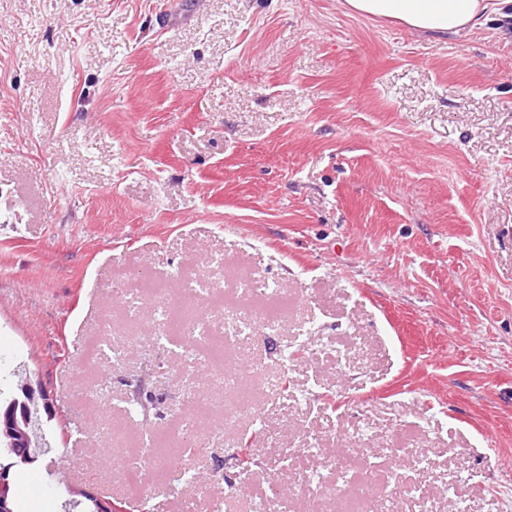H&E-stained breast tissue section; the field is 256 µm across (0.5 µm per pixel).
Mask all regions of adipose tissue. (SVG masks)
<instances>
[{
	"label": "adipose tissue",
	"mask_w": 512,
	"mask_h": 512,
	"mask_svg": "<svg viewBox=\"0 0 512 512\" xmlns=\"http://www.w3.org/2000/svg\"><path fill=\"white\" fill-rule=\"evenodd\" d=\"M350 13L393 19L436 37L458 36L484 24L512 35V0H344Z\"/></svg>",
	"instance_id": "obj_1"
}]
</instances>
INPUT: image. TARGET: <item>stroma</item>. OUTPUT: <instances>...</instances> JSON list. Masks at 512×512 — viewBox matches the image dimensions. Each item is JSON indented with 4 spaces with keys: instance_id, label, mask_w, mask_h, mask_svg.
I'll return each mask as SVG.
<instances>
[{
    "instance_id": "35a3bbf8",
    "label": "stroma",
    "mask_w": 512,
    "mask_h": 512,
    "mask_svg": "<svg viewBox=\"0 0 512 512\" xmlns=\"http://www.w3.org/2000/svg\"><path fill=\"white\" fill-rule=\"evenodd\" d=\"M145 261L173 296L214 282L218 336L246 321L247 282L296 300L223 357L256 400L218 460L236 474L249 443L242 489L163 475L151 512L216 493L308 512L301 479L355 453L401 476L379 512H512L511 38L337 0H0V399L28 377L53 410L14 512H81L72 486L137 512L102 451L169 447L189 410L213 430L192 404L210 363L183 381L149 312L113 300ZM107 330L125 352L81 400Z\"/></svg>"
}]
</instances>
